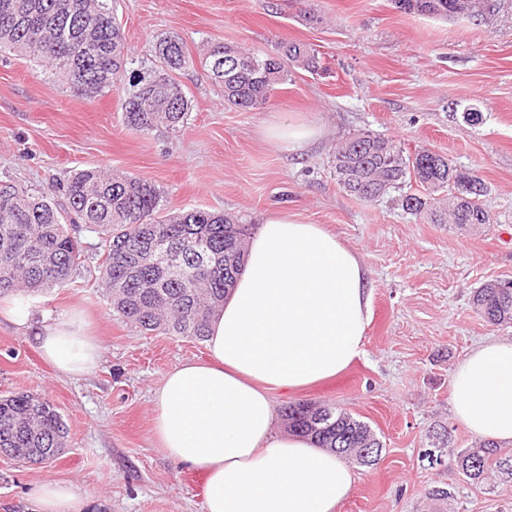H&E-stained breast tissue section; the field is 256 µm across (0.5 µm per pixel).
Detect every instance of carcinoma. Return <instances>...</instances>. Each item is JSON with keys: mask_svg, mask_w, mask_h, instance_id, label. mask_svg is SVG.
Segmentation results:
<instances>
[{"mask_svg": "<svg viewBox=\"0 0 512 512\" xmlns=\"http://www.w3.org/2000/svg\"><path fill=\"white\" fill-rule=\"evenodd\" d=\"M395 3L405 13L458 18L459 0ZM6 51L47 64L78 97L123 87V123L139 134L184 127L191 100L171 73L197 63L223 88L224 103L244 110L269 103L294 69L324 71L318 54L303 43L282 42L274 54L217 43L197 61L175 35L156 41L154 66L136 68L114 17V0H0V53ZM333 167L339 187L359 200L373 202L414 182L423 193L403 196L408 214L430 224L492 223L481 204L487 192L483 180L480 191L469 190L467 171L442 153L420 148L406 155L394 141L360 132L337 145ZM55 191L57 201L0 182V298L69 284L82 256L74 225L84 224L101 238L98 291L113 317L144 332L206 341L213 316L243 269L250 225L203 209L165 214L155 183L96 168L74 173ZM147 244L179 252L185 275L173 279L163 265L138 264L136 254ZM472 303L487 322L512 324V288H479ZM282 417L288 431L363 465L360 449L383 447L370 425L334 405H322L315 414L295 402ZM66 434L62 416L40 395L0 396V448L9 449L11 458L39 464L65 447ZM457 467L477 483L490 467L512 476V452L484 441L458 453Z\"/></svg>", "mask_w": 512, "mask_h": 512, "instance_id": "carcinoma-1", "label": "carcinoma"}]
</instances>
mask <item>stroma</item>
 Here are the masks:
<instances>
[{"mask_svg": "<svg viewBox=\"0 0 512 512\" xmlns=\"http://www.w3.org/2000/svg\"><path fill=\"white\" fill-rule=\"evenodd\" d=\"M117 0L126 43L148 57L156 40L182 38L199 58L216 43L273 50L308 44L325 70H294L271 101L241 111L201 67L177 72L192 101L181 131L139 135L121 119L122 90L74 96L41 66L0 54V181L50 192L88 168L153 181L167 210L230 213L260 228L274 211L320 224L359 256L372 288L364 353L333 378L299 392L275 390V408L333 404L368 422L383 444L374 465L352 464L355 485L339 512H512V479L476 483L457 468L477 438L451 411L452 374L478 344L512 341V324L492 325L472 294L512 280V0L474 21L406 14L394 0ZM481 112L466 121L467 109ZM302 117L319 126L300 150L275 147L267 122ZM390 138L408 153L425 147L478 171L490 224H430L395 198L365 203L336 184L337 142L359 132ZM83 262L72 283L25 296L32 322L78 310L102 346L87 375L63 377L31 331L0 316V394L29 391L50 401L67 428L61 455L21 464L0 455V512H36L46 481L81 492L84 512H205L202 487L165 454L152 392L176 365L205 358L206 345L146 334L115 320L97 289L101 240L79 231ZM436 487L451 490L433 497Z\"/></svg>", "mask_w": 512, "mask_h": 512, "instance_id": "1", "label": "stroma"}]
</instances>
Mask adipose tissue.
Here are the masks:
<instances>
[{
  "label": "adipose tissue",
  "instance_id": "obj_1",
  "mask_svg": "<svg viewBox=\"0 0 512 512\" xmlns=\"http://www.w3.org/2000/svg\"><path fill=\"white\" fill-rule=\"evenodd\" d=\"M368 271L318 224L269 214L245 268L211 322L207 357L167 372L154 392L155 431L170 460L205 473V512H337L355 476L309 440L275 428L272 389L299 391L343 371L364 352ZM33 339L63 375L101 357L79 313L44 321ZM454 417L475 436L512 442V342L489 341L457 365ZM33 494L42 512H82L69 484Z\"/></svg>",
  "mask_w": 512,
  "mask_h": 512
}]
</instances>
